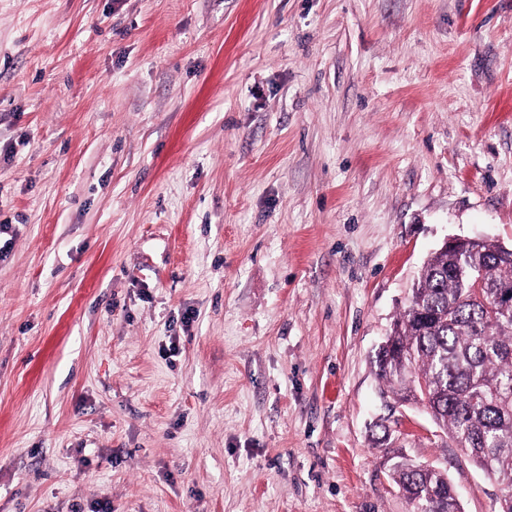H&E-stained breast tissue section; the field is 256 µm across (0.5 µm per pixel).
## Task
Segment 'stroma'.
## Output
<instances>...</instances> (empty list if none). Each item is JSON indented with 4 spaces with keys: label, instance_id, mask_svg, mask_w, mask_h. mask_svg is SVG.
Returning <instances> with one entry per match:
<instances>
[{
    "label": "stroma",
    "instance_id": "stroma-1",
    "mask_svg": "<svg viewBox=\"0 0 512 512\" xmlns=\"http://www.w3.org/2000/svg\"><path fill=\"white\" fill-rule=\"evenodd\" d=\"M454 236L512 245V0H0V512H409L392 450L493 512L371 365Z\"/></svg>",
    "mask_w": 512,
    "mask_h": 512
}]
</instances>
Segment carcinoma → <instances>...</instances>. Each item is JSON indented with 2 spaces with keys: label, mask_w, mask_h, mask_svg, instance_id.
Here are the masks:
<instances>
[{
  "label": "carcinoma",
  "mask_w": 512,
  "mask_h": 512,
  "mask_svg": "<svg viewBox=\"0 0 512 512\" xmlns=\"http://www.w3.org/2000/svg\"><path fill=\"white\" fill-rule=\"evenodd\" d=\"M512 251L482 240L439 249L422 266L387 346L375 354L383 394L400 402L419 392L434 423L501 486L494 512H512ZM390 478L411 512H449L459 498L443 469L401 452Z\"/></svg>",
  "instance_id": "obj_1"
}]
</instances>
